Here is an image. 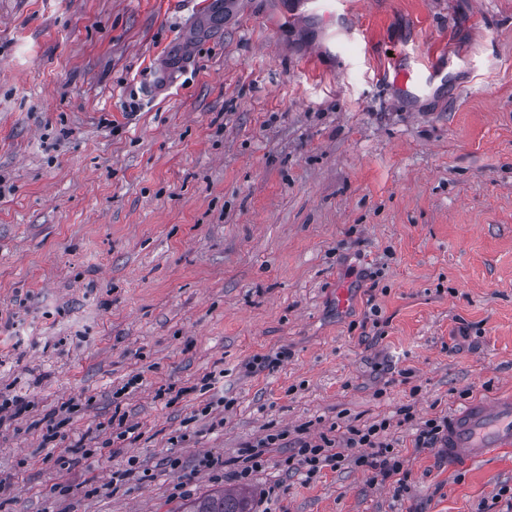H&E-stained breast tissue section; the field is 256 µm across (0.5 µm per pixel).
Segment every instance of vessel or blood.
<instances>
[{"instance_id":"vessel-or-blood-1","label":"vessel or blood","mask_w":512,"mask_h":512,"mask_svg":"<svg viewBox=\"0 0 512 512\" xmlns=\"http://www.w3.org/2000/svg\"><path fill=\"white\" fill-rule=\"evenodd\" d=\"M512 448V393L490 401L477 400L454 411L441 454L456 465H468L489 454Z\"/></svg>"}]
</instances>
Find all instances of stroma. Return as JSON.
<instances>
[{"mask_svg": "<svg viewBox=\"0 0 512 512\" xmlns=\"http://www.w3.org/2000/svg\"><path fill=\"white\" fill-rule=\"evenodd\" d=\"M509 389L512 0H0V512H512V449L452 466L400 413ZM383 419L405 492L290 458ZM276 432L251 481L198 465ZM244 495L224 494V490L200 496L178 512H252Z\"/></svg>", "mask_w": 512, "mask_h": 512, "instance_id": "stroma-1", "label": "stroma"}]
</instances>
